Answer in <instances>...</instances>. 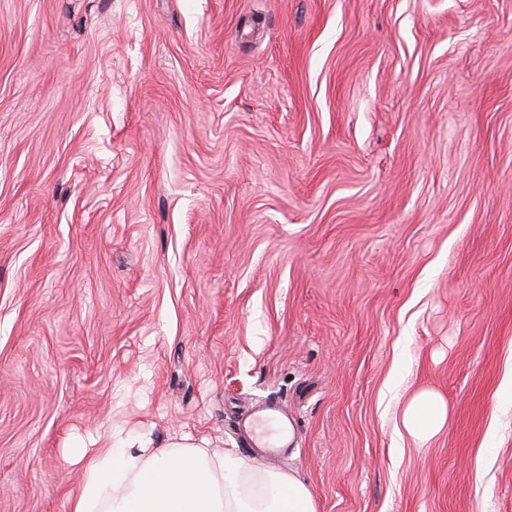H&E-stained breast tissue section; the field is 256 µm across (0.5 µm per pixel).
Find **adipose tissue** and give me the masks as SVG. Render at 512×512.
I'll return each instance as SVG.
<instances>
[{
  "instance_id": "obj_1",
  "label": "adipose tissue",
  "mask_w": 512,
  "mask_h": 512,
  "mask_svg": "<svg viewBox=\"0 0 512 512\" xmlns=\"http://www.w3.org/2000/svg\"><path fill=\"white\" fill-rule=\"evenodd\" d=\"M449 421L435 391L414 394L401 414L404 431L425 443ZM83 479L69 499L70 512H317L304 481L258 471L231 452L215 453L177 439L155 448L78 450Z\"/></svg>"
}]
</instances>
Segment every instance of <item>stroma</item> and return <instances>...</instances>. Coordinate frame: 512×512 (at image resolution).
Masks as SVG:
<instances>
[{
	"mask_svg": "<svg viewBox=\"0 0 512 512\" xmlns=\"http://www.w3.org/2000/svg\"><path fill=\"white\" fill-rule=\"evenodd\" d=\"M511 366L512 0H0V512L132 435L512 512ZM449 421L448 406L435 391L422 390L407 402L401 414L404 431L425 443L441 433Z\"/></svg>",
	"mask_w": 512,
	"mask_h": 512,
	"instance_id": "1",
	"label": "stroma"
}]
</instances>
